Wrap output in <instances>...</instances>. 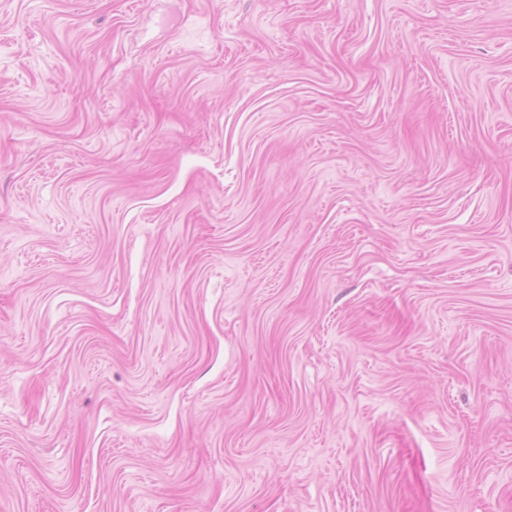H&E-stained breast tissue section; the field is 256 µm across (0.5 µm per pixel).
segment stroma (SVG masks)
I'll list each match as a JSON object with an SVG mask.
<instances>
[{"label": "stroma", "instance_id": "1", "mask_svg": "<svg viewBox=\"0 0 512 512\" xmlns=\"http://www.w3.org/2000/svg\"><path fill=\"white\" fill-rule=\"evenodd\" d=\"M0 512H512V0H0Z\"/></svg>", "mask_w": 512, "mask_h": 512}]
</instances>
